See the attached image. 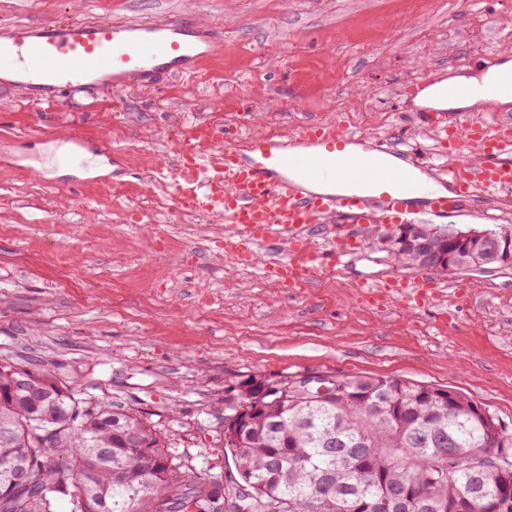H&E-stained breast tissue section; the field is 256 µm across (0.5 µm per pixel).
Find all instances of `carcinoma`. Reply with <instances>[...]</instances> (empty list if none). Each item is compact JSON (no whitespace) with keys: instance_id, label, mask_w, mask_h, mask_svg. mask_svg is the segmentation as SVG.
Masks as SVG:
<instances>
[{"instance_id":"1","label":"carcinoma","mask_w":512,"mask_h":512,"mask_svg":"<svg viewBox=\"0 0 512 512\" xmlns=\"http://www.w3.org/2000/svg\"><path fill=\"white\" fill-rule=\"evenodd\" d=\"M511 254L502 240L458 265L500 267ZM437 257L434 242L394 254L409 269ZM23 375L29 392L14 390ZM269 382L251 375L226 391L234 469L217 479L181 464L135 410L84 397L47 368L0 364V512H85L84 496L105 512H486L512 486V463L485 459L487 448L512 457V428L462 393L365 376H335L322 392ZM450 454L462 468H448Z\"/></svg>"}]
</instances>
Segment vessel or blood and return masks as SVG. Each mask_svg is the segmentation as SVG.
Wrapping results in <instances>:
<instances>
[{"mask_svg": "<svg viewBox=\"0 0 512 512\" xmlns=\"http://www.w3.org/2000/svg\"><path fill=\"white\" fill-rule=\"evenodd\" d=\"M221 48L215 31L197 20L18 23L0 28V85L51 107L64 88L117 92L193 75ZM426 121L452 145V163L436 170L450 187L444 196L408 193L415 161L391 167L379 162L380 155H397L396 147L380 143L362 151L363 136L316 120L306 121L289 141L239 138L223 123H197L195 140H183L174 152L172 195L222 217L227 244L250 240L251 249L241 253L248 265L262 264L266 277L305 285L313 272L297 254L312 225L334 216L347 224H410L459 214L475 180L491 194H512V128L493 133L434 110ZM272 237L280 239L286 258L259 260L256 245Z\"/></svg>", "mask_w": 512, "mask_h": 512, "instance_id": "vessel-or-blood-1", "label": "vessel or blood"}]
</instances>
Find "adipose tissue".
Segmentation results:
<instances>
[{"instance_id":"ef3b65f1","label":"adipose tissue","mask_w":512,"mask_h":512,"mask_svg":"<svg viewBox=\"0 0 512 512\" xmlns=\"http://www.w3.org/2000/svg\"><path fill=\"white\" fill-rule=\"evenodd\" d=\"M507 76H512V61L508 59L489 68L481 77L457 76V83L471 87L472 92L469 96L459 99H446L439 94L436 87L432 86L421 92L416 102L420 105L447 108L462 112L482 107L489 102L505 105L512 100L497 92L496 82L498 79Z\"/></svg>"}]
</instances>
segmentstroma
Segmentation results:
<instances>
[{"label": "stroma", "instance_id": "obj_1", "mask_svg": "<svg viewBox=\"0 0 512 512\" xmlns=\"http://www.w3.org/2000/svg\"><path fill=\"white\" fill-rule=\"evenodd\" d=\"M193 13L221 55L157 90L65 92L52 111L0 89V363L50 368L131 408L185 464L223 477L224 393L250 375L396 377L472 398L512 425V267L423 271L433 291L367 296L412 277L382 223L336 224L346 266L279 288L226 270L224 237L155 214L149 181L196 117L293 135L321 119L401 141L433 176L441 149L412 99L427 76L474 75L512 45V0H0V25ZM80 134L83 176H54L46 144ZM40 164L42 177L30 170Z\"/></svg>", "mask_w": 512, "mask_h": 512}]
</instances>
